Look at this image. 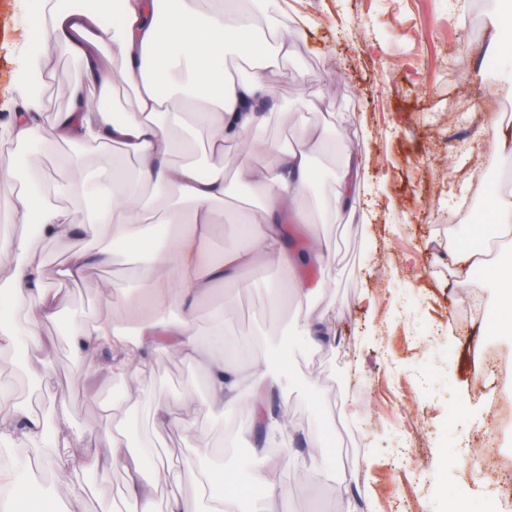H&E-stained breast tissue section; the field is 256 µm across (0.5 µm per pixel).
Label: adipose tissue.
I'll use <instances>...</instances> for the list:
<instances>
[{
    "mask_svg": "<svg viewBox=\"0 0 512 512\" xmlns=\"http://www.w3.org/2000/svg\"><path fill=\"white\" fill-rule=\"evenodd\" d=\"M199 2L167 0L161 11L156 0H37L36 19L26 23L17 44L19 62L9 97L14 108L0 122V197L9 200L21 228L17 234H0V253L17 256L0 279V351L25 345L33 353V380L50 383L53 366L42 329L61 312V285L91 279L113 254L134 251L147 231L159 229L168 245L153 251L149 264L140 268L137 288L117 282L109 286L107 298L120 308L119 324L75 323L69 336L72 351L86 373L124 376L137 396L152 397L151 424L167 429L182 423L146 382V368L169 350L190 361L205 360L208 409L250 404L273 439L288 432L287 412L267 403L287 361L255 345L244 367L236 362V345L215 349L212 338L222 335L224 320L213 316V335L203 336L198 327L202 301L262 259L280 274L274 301L293 293L301 311L300 335L314 342L328 336L336 318L335 303L326 297L331 246L316 238L300 248L286 227L310 226L304 202L318 192L313 159L325 153L339 158L326 215L334 223L354 222L360 167L348 140L333 126L303 131L285 145L267 144L272 163L235 171L263 202L260 212L238 227L243 247L211 252L218 207L228 192L224 150L230 144L252 148L255 130L268 119L260 110L272 93L266 73L294 58L299 41L296 28L286 21L283 0H207L204 8ZM58 47L69 52L81 82L73 87L67 108L50 113L43 77L50 53ZM119 84L131 86L135 99L131 110L117 117L109 104ZM190 117L204 131L212 157L205 169L187 159L195 146L184 132ZM35 140L79 146V153L65 160L66 179L19 185L17 150ZM115 145L134 155L136 169H127L112 155ZM87 148L102 157L93 173L86 168ZM97 195L106 197L107 205L86 211L83 223H76L70 201ZM485 211L487 221L469 225L468 234L512 246V202L494 192L486 198ZM79 231L91 236L93 247L73 251L47 269L34 240H67ZM455 264L464 273L484 270L495 290L494 330L512 338V250L496 259L486 249L464 252ZM309 267L318 275L308 283L304 273ZM174 308L179 316L169 317ZM125 324L135 327V336L122 332ZM104 351L109 354L105 360L100 357ZM54 419L49 435L39 419L15 408L12 416L0 418V446L47 443L43 462L67 484L82 473L121 469L126 512H157L161 495L166 498L164 512H233L246 497L248 485L234 471L205 467L193 455L174 464L150 446L131 451L127 428L114 415L76 435L69 430L72 414L63 400ZM312 445L305 454L285 448L264 456L255 470L252 483L264 489L270 512H288L283 470L294 472L304 491L335 481V468L320 460L330 448L328 441L318 436ZM102 448L108 449V457L99 456ZM186 474L205 488L204 499L183 496L181 478ZM6 487L17 512H61L60 500L39 492L26 467H18Z\"/></svg>",
    "mask_w": 512,
    "mask_h": 512,
    "instance_id": "obj_1",
    "label": "adipose tissue"
}]
</instances>
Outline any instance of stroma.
<instances>
[{
  "mask_svg": "<svg viewBox=\"0 0 512 512\" xmlns=\"http://www.w3.org/2000/svg\"><path fill=\"white\" fill-rule=\"evenodd\" d=\"M473 0H296L306 16L299 25V55L269 73L277 89L272 115L258 138L288 142L300 125L342 128L357 153L361 179L355 189L360 221L344 226L322 222L323 197L309 208L314 231L335 250L330 294L336 327L328 342L313 344L294 335L296 306L269 307L276 271L249 268L240 285L226 286L212 305L224 310L226 336L257 339L292 365L268 396L272 408L288 412L293 449L308 450L306 436L324 423L344 429L348 447L337 454L345 485H322L295 496L293 512H448L449 499L472 497L477 512H512L497 496H477L468 472L456 462L465 444L480 443L487 415L449 422L455 404L483 403L487 351L499 357L497 392L512 404V340L494 335V290L484 273L461 278L452 260L460 245L459 225L448 221V193L470 168L469 149L479 144L488 171L497 168L487 143L490 116L512 112V102L491 96L500 60L486 53L494 37L490 18L471 23ZM33 0H0V99L16 67V44ZM47 87L48 108L68 106L77 71L65 50H56ZM325 94L330 113L304 108L307 97ZM260 197L233 183L224 200V233L213 252L235 243L236 224L256 214ZM147 243L137 256L118 255L94 280L63 289L60 316L46 325L55 370L51 391L37 403L52 406L66 397L71 429L94 427L101 408L119 406L132 447L154 443L171 455L203 443L223 449L224 466L247 476L256 450L266 447L250 406L223 413L207 410L205 361L189 362L175 352L159 356L146 380L166 397L190 432L154 430L151 402L131 397L122 378L82 377L81 361L66 336L76 320L112 322L118 309L107 303L105 286L134 277V261H148ZM482 301L484 316L459 323L457 309L469 291ZM354 403L355 418L342 417ZM52 494L70 512H109L123 488L114 469L94 476L83 493L45 475Z\"/></svg>",
  "mask_w": 512,
  "mask_h": 512,
  "instance_id": "obj_1",
  "label": "stroma"
}]
</instances>
